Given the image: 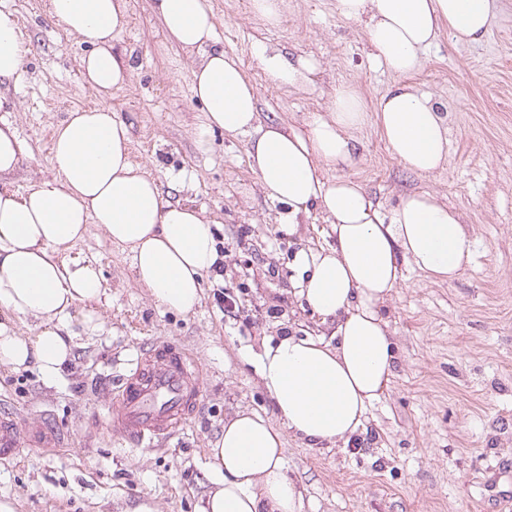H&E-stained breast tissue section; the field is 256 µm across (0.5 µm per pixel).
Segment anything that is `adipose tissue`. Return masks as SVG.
I'll return each mask as SVG.
<instances>
[{
    "mask_svg": "<svg viewBox=\"0 0 512 512\" xmlns=\"http://www.w3.org/2000/svg\"><path fill=\"white\" fill-rule=\"evenodd\" d=\"M171 41L198 52L191 91L207 113L200 148L219 128L229 135L256 131L250 166L267 198L283 204L285 221L319 210L330 222L332 246L299 250L294 286L329 337L284 336L264 344L251 360L285 425L310 444L349 442L365 428L368 407L388 389L396 351L382 309L406 265L441 281L469 263L472 240L462 214L428 192L403 195L391 217L381 216L365 187L347 178L327 180L325 168L349 163L352 133L367 120L352 88L337 87L329 115L307 131L258 126L257 94L236 57L216 38L207 0H152ZM343 19L363 23L382 69L417 71L440 29L459 42L487 32L494 0H335ZM49 13L92 46L79 60L83 82L107 97L126 85L127 58L112 48L125 27V0H49ZM28 52L10 10L0 7V83L18 79ZM261 63L285 84L304 83L312 61H290L260 48ZM378 123L391 155L406 169L431 175L448 153V131L430 95L397 84L381 98ZM126 122L111 109H77L59 123L51 147L54 181L26 195L0 191V366L37 369L59 377L73 356L67 333L71 309L100 300V272L59 251L99 225L127 247L138 282L163 308L188 315L201 302L202 277L220 261L212 222L191 203L171 201L152 174L129 159ZM39 332L17 335L15 321ZM211 487L196 512H304V499L286 474L280 431L260 414L239 411L208 453Z\"/></svg>",
    "mask_w": 512,
    "mask_h": 512,
    "instance_id": "ef3b65f1",
    "label": "adipose tissue"
}]
</instances>
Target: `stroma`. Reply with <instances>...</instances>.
I'll return each mask as SVG.
<instances>
[{"mask_svg": "<svg viewBox=\"0 0 512 512\" xmlns=\"http://www.w3.org/2000/svg\"><path fill=\"white\" fill-rule=\"evenodd\" d=\"M48 0H5L31 47L22 77L0 84V120L13 124L25 148L21 165L0 176V190L25 193L53 180L55 125L77 108L106 106L131 126L130 157L153 172L172 200H189L216 223L224 269L203 277L195 313L166 311L141 287L127 249L98 225L70 256L94 260L107 298L70 312L73 357L55 381L36 370L0 367V410L49 418L67 431L61 448H21L0 464V502L13 512H195L208 491V450L235 411L254 410L278 423L274 405L243 354L264 342L318 332L316 317L294 292L297 251L332 242L323 213L282 224L286 209L266 199L248 159L250 135H210L198 150L195 131L205 107L191 91L194 63L170 41L151 0H126L127 25L115 39L130 55L127 85L108 97L87 87L79 59L91 46L70 36L47 13ZM216 34L254 85L261 124L298 131L326 115L339 85L355 87L375 108L396 82L372 61L364 25L337 16L334 0H285L279 26L250 9V0H208ZM275 47L316 67L306 88L273 80L257 50ZM406 83L429 93L446 119L448 157L441 170L419 175L390 154L376 121L354 133L351 165L326 170L366 187L383 214L402 195L430 192L458 209L473 240V259L440 283L404 268L382 311L397 349L389 388L348 444L310 447L284 431L287 474L306 512H494L512 497V0H495L490 27L476 44L440 31ZM237 306L225 312L216 295ZM101 329H87V311ZM177 340L205 376L202 406L167 444L120 445L101 420L127 369L149 343Z\"/></svg>", "mask_w": 512, "mask_h": 512, "instance_id": "1", "label": "stroma"}]
</instances>
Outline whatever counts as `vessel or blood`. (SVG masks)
Wrapping results in <instances>:
<instances>
[{
  "instance_id": "b4317fda",
  "label": "vessel or blood",
  "mask_w": 512,
  "mask_h": 512,
  "mask_svg": "<svg viewBox=\"0 0 512 512\" xmlns=\"http://www.w3.org/2000/svg\"><path fill=\"white\" fill-rule=\"evenodd\" d=\"M202 398V374L178 343L163 342L141 353L123 376L105 411L110 436L133 447H151L171 438L195 414ZM67 435L45 422L19 423L0 415V463L21 447L55 448Z\"/></svg>"
}]
</instances>
